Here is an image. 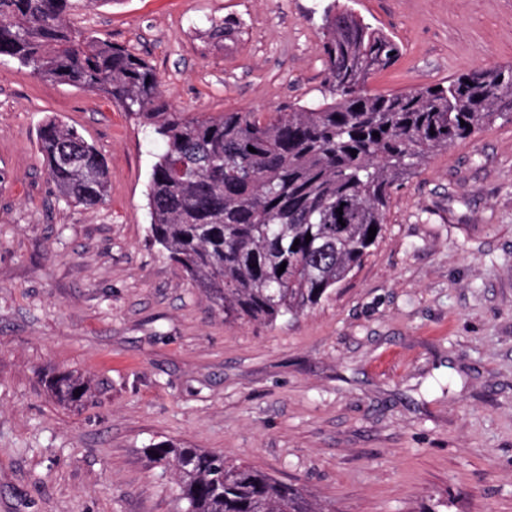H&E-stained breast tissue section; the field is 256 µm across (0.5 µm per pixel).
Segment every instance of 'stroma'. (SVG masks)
Masks as SVG:
<instances>
[{"mask_svg": "<svg viewBox=\"0 0 512 512\" xmlns=\"http://www.w3.org/2000/svg\"><path fill=\"white\" fill-rule=\"evenodd\" d=\"M401 47L373 94L512 66V0H113L70 21L154 69L193 115L322 99V13ZM241 26L221 40L211 24ZM75 125L109 194L60 197L42 122ZM157 146L105 95L0 59V512H186L172 441L340 512H512V119L431 154L314 309L228 322L147 240ZM87 379L59 401L52 375Z\"/></svg>", "mask_w": 512, "mask_h": 512, "instance_id": "1", "label": "stroma"}]
</instances>
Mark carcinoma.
<instances>
[{
  "label": "carcinoma",
  "instance_id": "obj_1",
  "mask_svg": "<svg viewBox=\"0 0 512 512\" xmlns=\"http://www.w3.org/2000/svg\"><path fill=\"white\" fill-rule=\"evenodd\" d=\"M110 2L0 0V57L103 93L162 142L147 192L148 241L226 320L273 323L317 306L377 243L368 231L381 235L393 189L430 153L512 116V68H477L446 86L398 94L345 84L346 62H361L371 76L391 67L401 48L334 3L323 13L330 97L262 116H189L164 100L146 61L71 27L73 11ZM38 144L66 201L85 209L105 202L107 165L74 126L48 119ZM48 387L63 402L90 393L87 381L67 373ZM149 453L175 471L187 512H335L221 452L160 442Z\"/></svg>",
  "mask_w": 512,
  "mask_h": 512
}]
</instances>
